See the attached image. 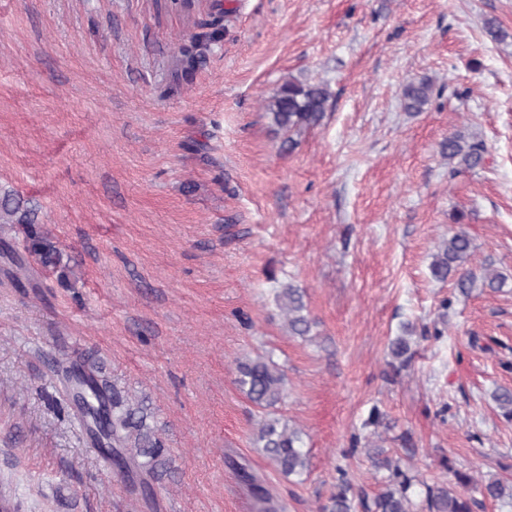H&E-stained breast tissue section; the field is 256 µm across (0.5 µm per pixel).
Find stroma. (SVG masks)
<instances>
[{
	"mask_svg": "<svg viewBox=\"0 0 512 512\" xmlns=\"http://www.w3.org/2000/svg\"><path fill=\"white\" fill-rule=\"evenodd\" d=\"M220 3V41L178 84L194 27L167 0H0V199L52 245L41 259L0 224V475L22 512H253L239 464L280 512H320L339 470L384 489L375 446L414 476L413 512L455 469L512 481L492 400L512 387V0ZM291 79L331 97L286 151L265 104ZM421 80L430 99L407 111ZM456 132L484 142L483 167L452 173ZM460 230L465 269L502 288L433 277ZM285 283L305 291L307 338L276 306ZM264 353L310 451L301 477L255 443L263 412L236 383ZM90 365L154 417L161 480L96 453L60 383ZM431 90L432 85L427 81L408 85L404 90L406 109L412 112L421 111L422 107L428 102Z\"/></svg>",
	"mask_w": 512,
	"mask_h": 512,
	"instance_id": "35a3bbf8",
	"label": "stroma"
}]
</instances>
